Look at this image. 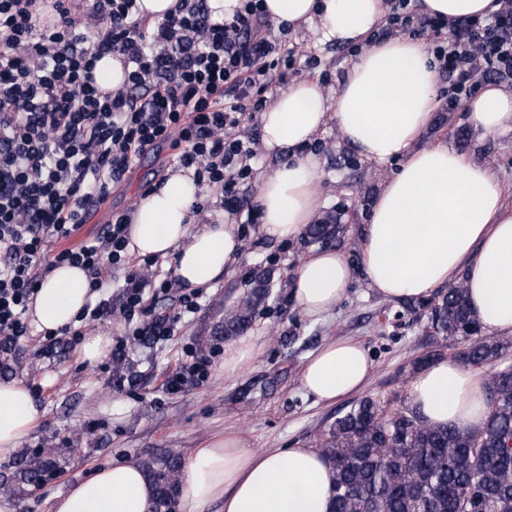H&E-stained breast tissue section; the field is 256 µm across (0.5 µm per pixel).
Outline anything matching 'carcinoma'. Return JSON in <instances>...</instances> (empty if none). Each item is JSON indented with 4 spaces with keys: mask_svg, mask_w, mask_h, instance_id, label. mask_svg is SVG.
Masks as SVG:
<instances>
[{
    "mask_svg": "<svg viewBox=\"0 0 512 512\" xmlns=\"http://www.w3.org/2000/svg\"><path fill=\"white\" fill-rule=\"evenodd\" d=\"M341 231L333 216L308 225L310 243L326 244ZM261 274L224 323V336L246 332L268 296ZM434 332L463 344L458 356L479 367L502 357V347L480 339L482 326L466 290L450 288L434 305ZM490 413L473 434L453 426H430L410 409L390 410L366 396L329 426L319 441L335 478L331 512H512V370L492 378ZM154 488L151 512H173L184 464L169 455L140 463ZM20 491L37 488L57 472L50 448L15 461Z\"/></svg>",
    "mask_w": 512,
    "mask_h": 512,
    "instance_id": "obj_1",
    "label": "carcinoma"
}]
</instances>
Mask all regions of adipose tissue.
I'll list each match as a JSON object with an SVG mask.
<instances>
[{
    "instance_id": "obj_1",
    "label": "adipose tissue",
    "mask_w": 512,
    "mask_h": 512,
    "mask_svg": "<svg viewBox=\"0 0 512 512\" xmlns=\"http://www.w3.org/2000/svg\"><path fill=\"white\" fill-rule=\"evenodd\" d=\"M270 19L308 24L322 41L359 49L335 96L320 82H291L260 115L268 150L290 158L261 181L257 203L262 238L301 236L319 215L316 186L320 161L299 154L335 123L342 138L363 158L398 161L384 183L359 236L361 268L370 288L389 300L430 296L457 283L483 329L512 335V204L490 166L471 162L447 145L420 143L433 112L437 68L421 41L374 40L386 19L385 0H264ZM423 12L454 25L483 17L496 0H420ZM470 123L486 132L512 130V91L486 86L467 105ZM197 188L191 176L171 173L138 200L130 226V253L173 257L174 274L192 290L211 288L228 275L242 253L239 225L227 222L193 229ZM354 271L337 249L311 251L290 281L301 314L321 319L346 298ZM85 272L67 265L43 280L28 315L37 331L71 324L87 302ZM374 359L359 341L339 336L311 352L299 384L318 403L330 405L361 392ZM411 409L426 423L470 432L489 415L488 379L452 358L431 361L408 385ZM39 408L23 382L0 380V459L13 455L33 428ZM334 473L313 448L251 450L240 435L211 438L194 449L182 480L185 512H205L220 502L224 512H330ZM154 490L140 467L124 463L97 471L66 495L52 512H148Z\"/></svg>"
}]
</instances>
